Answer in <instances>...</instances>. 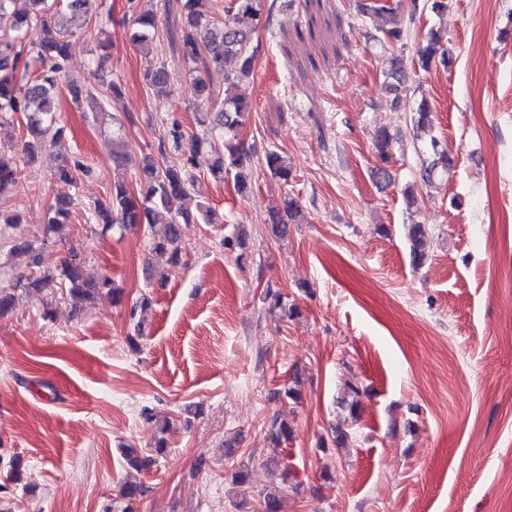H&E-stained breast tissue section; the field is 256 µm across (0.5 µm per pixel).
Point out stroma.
<instances>
[{"mask_svg": "<svg viewBox=\"0 0 512 512\" xmlns=\"http://www.w3.org/2000/svg\"><path fill=\"white\" fill-rule=\"evenodd\" d=\"M389 4L411 23L406 56L433 27L453 51L452 67L413 78L456 158L447 185L421 186L414 104L392 107L384 51L366 42L354 0H277L255 36L241 136L257 155L285 156L293 178L256 168L242 197L232 181L201 174L193 197L218 221L189 226L177 268L151 255L147 228L105 231L89 214L112 187L114 125L133 157L131 186L172 123L202 131L197 75L180 53L182 0H154L148 57L131 40L129 0H104L101 16L77 20L68 79H90L100 60L123 95L100 93L98 114L56 96L54 151L91 176L66 185L49 163H24L19 185L0 192V212L22 218L0 224V288L15 291L0 316V512H260L273 485L284 512H512L501 484L512 474V0H449L440 16L412 0ZM152 61L165 65L169 96L142 78ZM381 125L399 139L387 186L372 177ZM58 193L77 206L47 236ZM287 194L306 221L275 240L270 211ZM411 223L428 231L419 269ZM239 228L244 245L225 248ZM22 240L41 244L50 264L78 248L85 275H109L121 302L103 296L76 311L59 290L15 289L11 248ZM269 290L298 315H270ZM144 296L151 307L132 347L131 312ZM348 382L362 392L354 422L341 403ZM292 385L295 403L280 395ZM277 415L293 435L276 448L266 432ZM337 425L349 433L344 447L321 448ZM128 446L153 465L129 468ZM273 455L289 478L270 475ZM16 461L21 478L7 481ZM239 469L249 473L242 484ZM129 480L146 488L131 505L120 495Z\"/></svg>", "mask_w": 512, "mask_h": 512, "instance_id": "stroma-1", "label": "stroma"}]
</instances>
